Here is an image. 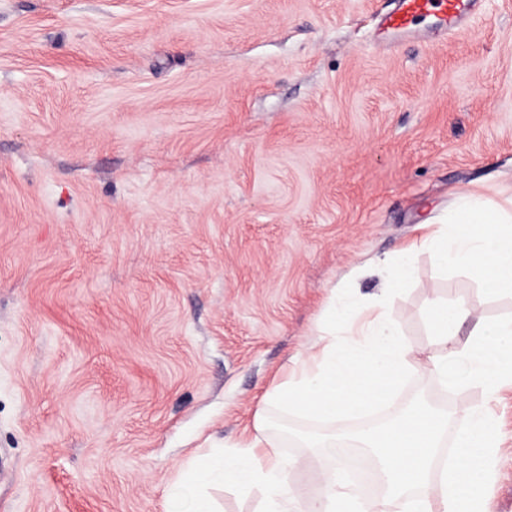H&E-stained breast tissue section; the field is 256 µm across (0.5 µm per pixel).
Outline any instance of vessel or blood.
Returning <instances> with one entry per match:
<instances>
[{"label":"vessel or blood","mask_w":512,"mask_h":512,"mask_svg":"<svg viewBox=\"0 0 512 512\" xmlns=\"http://www.w3.org/2000/svg\"><path fill=\"white\" fill-rule=\"evenodd\" d=\"M478 6L479 0H396L395 7L382 17L381 28L409 34L430 20L449 34L461 36L467 33V20Z\"/></svg>","instance_id":"1"}]
</instances>
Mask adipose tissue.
Instances as JSON below:
<instances>
[{"instance_id": "obj_1", "label": "adipose tissue", "mask_w": 512, "mask_h": 512, "mask_svg": "<svg viewBox=\"0 0 512 512\" xmlns=\"http://www.w3.org/2000/svg\"><path fill=\"white\" fill-rule=\"evenodd\" d=\"M426 242L439 268H468L487 292L512 295V207L474 192L459 193L450 228L431 231ZM331 310L338 335L326 338L311 364L265 392L256 413V436L240 438L215 455L212 472L243 490L265 489L263 512H336L344 500L352 502L355 512H495L492 500L475 488L494 477L499 439L489 405L503 386L512 384V316L488 320L465 300L433 301L430 317L439 327L444 352L425 362L398 334L382 303L359 312L338 304ZM465 321L472 328L461 344L454 327ZM412 371L429 375L441 392L452 393L464 406L451 460L436 461L448 427L445 415L415 403L376 428L365 447L384 479L382 495L355 498L339 479L340 459L320 455L312 489L306 501H299L291 478L306 462L286 459L277 440L265 437L268 410L340 425L361 411L392 404L395 388ZM476 389L483 402L468 405Z\"/></svg>"}]
</instances>
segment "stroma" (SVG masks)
<instances>
[{"label":"stroma","mask_w":512,"mask_h":512,"mask_svg":"<svg viewBox=\"0 0 512 512\" xmlns=\"http://www.w3.org/2000/svg\"><path fill=\"white\" fill-rule=\"evenodd\" d=\"M394 0H0V512H163L318 351L327 299L512 316L467 269L369 272L459 191L512 198V0L379 40ZM512 512V387L491 408ZM336 429L273 412L289 458ZM219 512L264 492L210 481ZM416 244L401 250V261L395 267H390L387 262L382 263V272L388 280V290H400L404 288L416 275V268L411 261L412 250Z\"/></svg>","instance_id":"35a3bbf8"}]
</instances>
